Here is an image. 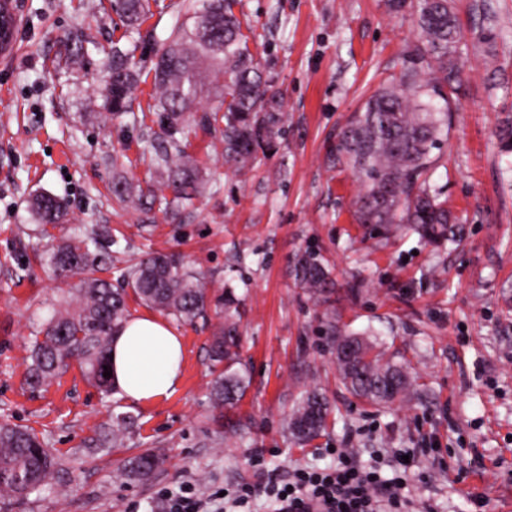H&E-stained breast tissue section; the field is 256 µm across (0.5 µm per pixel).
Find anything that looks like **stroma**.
<instances>
[{
  "label": "stroma",
  "instance_id": "1",
  "mask_svg": "<svg viewBox=\"0 0 512 512\" xmlns=\"http://www.w3.org/2000/svg\"><path fill=\"white\" fill-rule=\"evenodd\" d=\"M16 2V50L0 60V422L44 437L56 468L43 492L8 512H161L164 490H232L334 464L339 451L381 461L389 476L398 448L414 451L409 495L435 512H474L477 498L484 512H512V152L498 139L512 117V0H455L466 93L431 172L462 219L463 242L452 249L414 233L366 236L355 215L359 186L328 159L350 113L399 74L418 38L409 13H390L384 0H238L234 12L255 33L249 47L287 119L276 149L243 177L211 136L191 137L186 152L209 182L168 217L143 200L115 203L109 188L154 174L143 157V135L159 125L148 108L152 59L180 20L181 0H149L133 112L119 119L105 80L110 51L129 48L130 29L113 0ZM38 191L66 202L64 223L37 227L29 200ZM91 224L111 231L97 251L112 258L113 284L128 259L176 252L211 293L230 288L241 298L250 385L234 406L219 411L209 400L208 349L220 313L175 324L181 381L154 404L103 396L75 360L49 385L25 386L38 326L78 285L39 256ZM308 250L334 265L340 326L399 353L420 376L419 396L383 409L339 384L324 308L294 276L297 255ZM307 389L328 398L335 422L298 445L286 423ZM116 407L135 418L134 433L123 445L92 449ZM220 415L237 423V435L218 434ZM149 448L163 449V468L126 482V461Z\"/></svg>",
  "mask_w": 512,
  "mask_h": 512
}]
</instances>
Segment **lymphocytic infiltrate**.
Returning a JSON list of instances; mask_svg holds the SVG:
<instances>
[{"mask_svg":"<svg viewBox=\"0 0 512 512\" xmlns=\"http://www.w3.org/2000/svg\"><path fill=\"white\" fill-rule=\"evenodd\" d=\"M406 475L382 477L378 468L342 458L336 467L274 474L261 484L226 495H199L194 487L162 496L165 512H237L253 496L265 497L271 512H296L311 504L315 512H418L406 494Z\"/></svg>","mask_w":512,"mask_h":512,"instance_id":"obj_1","label":"lymphocytic infiltrate"}]
</instances>
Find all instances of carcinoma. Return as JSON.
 I'll return each instance as SVG.
<instances>
[{"label":"carcinoma","instance_id":"cac0c4a2","mask_svg":"<svg viewBox=\"0 0 512 512\" xmlns=\"http://www.w3.org/2000/svg\"><path fill=\"white\" fill-rule=\"evenodd\" d=\"M235 0H182L185 21L175 27L154 62L156 110L160 131H149L151 161L171 190L164 210L192 203L203 185L202 171L185 153L197 130L208 131L224 148V161L244 171L258 151L275 147L282 132L283 101L263 77L260 60L251 52L249 36L234 14ZM389 11L407 9L415 15L420 40L404 60L398 76L372 94L341 128L332 156L346 164L360 187L357 220L375 231L391 224L415 231L435 244H460L461 228L448 207L443 191L425 178L437 160L431 157L448 134V112L458 99L464 55L462 31L454 0H387ZM129 26L146 19L147 0H121ZM134 54L112 50V70L106 91L117 118L130 107L138 83ZM205 68L213 81L224 78L219 100L199 108ZM153 195L151 189L133 188L126 182L112 184V195L125 202L133 195ZM32 212L39 224H57L66 216L61 203L50 194L37 196ZM109 236L105 227L93 226L68 242L52 245L42 260L61 273L79 277L80 286L70 308H56L34 341L26 383L41 387L78 360L88 380L105 394L115 393L112 378L103 376L114 335L127 317L126 289L145 304L178 322L205 316L211 305L224 312V325L214 333L211 360L214 378L210 396L222 408L243 396L248 380L239 368L240 334L237 315L240 300L232 290L214 298L203 279L174 254L155 253L133 263L123 284L99 276L106 270L103 258L91 256L89 244ZM295 277L316 299L330 301V271L323 256L306 252L297 261ZM325 336L333 348L354 345V359H336L342 384L359 400L389 406L409 400L419 385L407 366L378 350L374 341L357 334H343L336 313H327ZM330 405L316 390L305 392L295 403L289 434L299 442L318 437L327 427ZM133 426L125 414L112 418V426L97 439L107 448ZM164 458L143 453L131 459L123 476L143 480L160 468ZM55 467L48 443L35 433L0 423V498L23 501L47 484Z\"/></svg>","mask_w":512,"mask_h":512}]
</instances>
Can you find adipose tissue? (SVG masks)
Instances as JSON below:
<instances>
[{
	"label": "adipose tissue",
	"instance_id": "1",
	"mask_svg": "<svg viewBox=\"0 0 512 512\" xmlns=\"http://www.w3.org/2000/svg\"><path fill=\"white\" fill-rule=\"evenodd\" d=\"M109 360L119 393L148 405L174 392L182 367V341L165 321L136 316L114 337Z\"/></svg>",
	"mask_w": 512,
	"mask_h": 512
}]
</instances>
